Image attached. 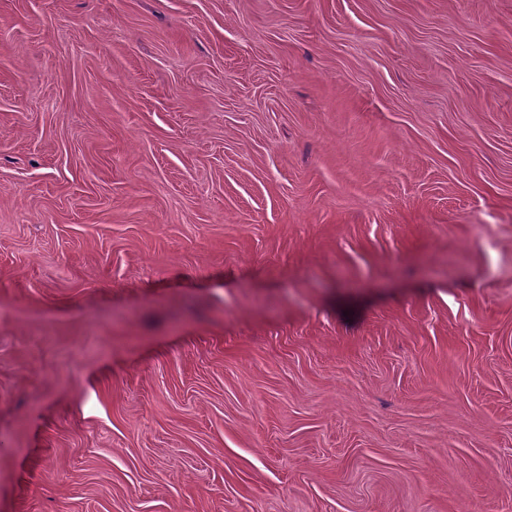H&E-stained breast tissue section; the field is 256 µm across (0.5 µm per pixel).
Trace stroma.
Wrapping results in <instances>:
<instances>
[{"label": "stroma", "instance_id": "obj_1", "mask_svg": "<svg viewBox=\"0 0 512 512\" xmlns=\"http://www.w3.org/2000/svg\"><path fill=\"white\" fill-rule=\"evenodd\" d=\"M0 512H512V0H0Z\"/></svg>", "mask_w": 512, "mask_h": 512}]
</instances>
